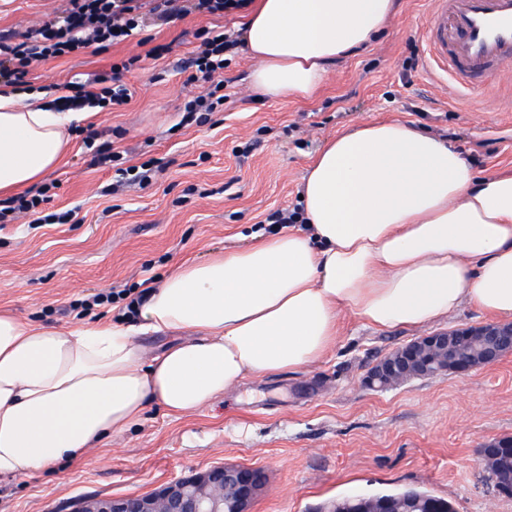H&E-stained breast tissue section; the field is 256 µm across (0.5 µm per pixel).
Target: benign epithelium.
<instances>
[{"mask_svg":"<svg viewBox=\"0 0 512 512\" xmlns=\"http://www.w3.org/2000/svg\"><path fill=\"white\" fill-rule=\"evenodd\" d=\"M512 354V322L438 330L396 348L373 365L365 383L386 390L413 379L442 374H466ZM512 438L496 439L480 449L479 461L492 487L512 497V473L495 468ZM263 488L254 468L215 466L203 473L178 478L142 495L85 496L74 512H251Z\"/></svg>","mask_w":512,"mask_h":512,"instance_id":"benign-epithelium-1","label":"benign epithelium"}]
</instances>
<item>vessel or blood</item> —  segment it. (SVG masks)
Returning <instances> with one entry per match:
<instances>
[{"instance_id":"obj_1","label":"vessel or blood","mask_w":512,"mask_h":512,"mask_svg":"<svg viewBox=\"0 0 512 512\" xmlns=\"http://www.w3.org/2000/svg\"><path fill=\"white\" fill-rule=\"evenodd\" d=\"M423 63L465 89L512 73V0H432Z\"/></svg>"}]
</instances>
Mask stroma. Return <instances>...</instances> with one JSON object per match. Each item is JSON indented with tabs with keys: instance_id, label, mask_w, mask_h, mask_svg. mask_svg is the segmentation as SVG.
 I'll return each instance as SVG.
<instances>
[{
	"instance_id": "1",
	"label": "stroma",
	"mask_w": 512,
	"mask_h": 512,
	"mask_svg": "<svg viewBox=\"0 0 512 512\" xmlns=\"http://www.w3.org/2000/svg\"><path fill=\"white\" fill-rule=\"evenodd\" d=\"M389 26L331 65L316 95L268 98L250 80L242 50L224 70L220 111L188 121L198 88L186 63L196 33L236 29L239 15L196 13L148 26L98 53L34 63L32 89L48 98L112 63L141 55L124 76L133 92L73 132L63 165L31 186L43 213L74 210L67 224L0 223V308L25 323L71 328L132 324L127 306L147 284L188 259L276 232L266 217L298 204L310 155L337 132L372 118L422 126L463 148L478 174L512 170V83L477 91L422 64V25L431 0H396ZM65 0H0V29L25 32L61 13ZM158 44L164 58H149ZM163 169L145 183L126 168L148 159ZM131 296H123V289ZM103 303H96V296ZM89 313H82L83 305ZM466 305L422 326L378 332L351 315L321 363L249 378L175 419L149 405L137 424L33 478L0 480V512H72L94 495H141L174 478L225 463L261 469L267 483L252 512H319L324 503L402 488L425 490L455 512H512L488 490L478 452L512 436V354L464 375L415 379L374 391L362 378L382 354L437 329L479 326Z\"/></svg>"
}]
</instances>
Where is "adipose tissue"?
Returning <instances> with one entry per match:
<instances>
[{"mask_svg": "<svg viewBox=\"0 0 512 512\" xmlns=\"http://www.w3.org/2000/svg\"><path fill=\"white\" fill-rule=\"evenodd\" d=\"M394 13L395 0H257L242 34L255 89L310 98ZM42 97L0 87V195L60 165L87 118ZM302 195L304 226L178 265L137 323L62 329L0 309V478L84 460L149 404L179 418L246 379L310 367L345 313L378 330L466 304L512 320V172L477 176L455 145L377 118L325 142ZM181 332L141 364L136 336Z\"/></svg>", "mask_w": 512, "mask_h": 512, "instance_id": "ef3b65f1", "label": "adipose tissue"}]
</instances>
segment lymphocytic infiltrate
Segmentation results:
<instances>
[{
	"label": "lymphocytic infiltrate",
	"instance_id": "1",
	"mask_svg": "<svg viewBox=\"0 0 512 512\" xmlns=\"http://www.w3.org/2000/svg\"><path fill=\"white\" fill-rule=\"evenodd\" d=\"M246 4L247 0H67L63 15L42 22L23 36L0 30V85L20 88L33 62L67 57L90 47L108 49L150 21L169 24L193 12L221 16ZM238 42L235 33H200L188 64L195 69L193 81L206 84L208 90L188 100L185 112H213L223 105L224 83L216 74L225 65V53ZM131 66L127 60L85 82L69 83L66 94L55 100L57 110L78 112L125 104L131 93L122 76Z\"/></svg>",
	"mask_w": 512,
	"mask_h": 512
}]
</instances>
